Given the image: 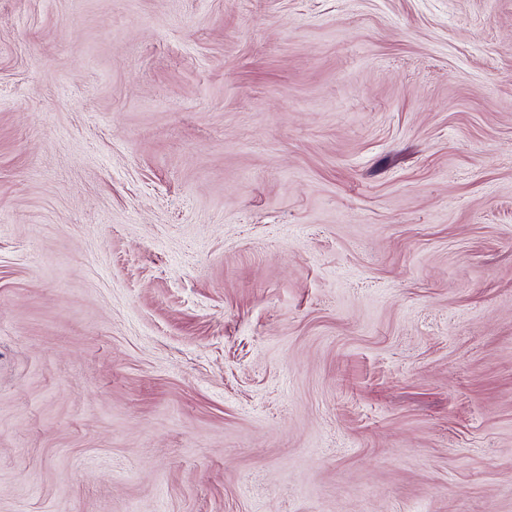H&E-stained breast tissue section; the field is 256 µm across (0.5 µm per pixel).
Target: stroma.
Listing matches in <instances>:
<instances>
[{
    "label": "stroma",
    "instance_id": "obj_1",
    "mask_svg": "<svg viewBox=\"0 0 512 512\" xmlns=\"http://www.w3.org/2000/svg\"><path fill=\"white\" fill-rule=\"evenodd\" d=\"M0 512H512V0H0Z\"/></svg>",
    "mask_w": 512,
    "mask_h": 512
}]
</instances>
